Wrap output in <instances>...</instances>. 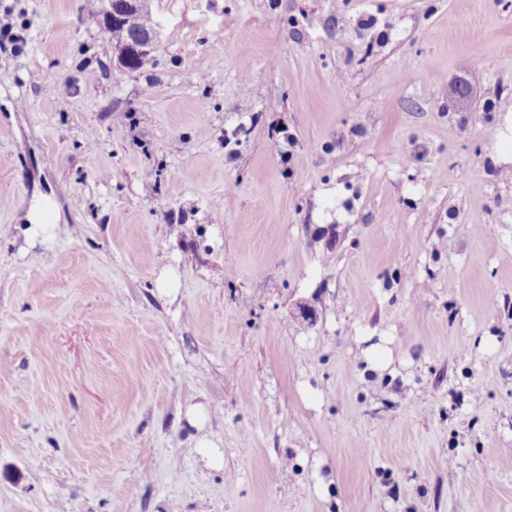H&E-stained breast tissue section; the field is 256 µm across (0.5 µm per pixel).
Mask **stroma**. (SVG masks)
Segmentation results:
<instances>
[{"label": "stroma", "mask_w": 512, "mask_h": 512, "mask_svg": "<svg viewBox=\"0 0 512 512\" xmlns=\"http://www.w3.org/2000/svg\"><path fill=\"white\" fill-rule=\"evenodd\" d=\"M145 4L0 0V512H512V0ZM98 13L102 14V20L109 23L118 22L126 18L125 14L141 6L142 0H106L103 9V0ZM102 23L100 25L101 37L112 45V54L118 67L132 70L136 62L142 61L144 66L154 57L158 48L157 35H149L133 43H124L134 39L135 35L147 36L155 31L152 18L144 10V7L130 15L127 21L122 23ZM122 42V43H121Z\"/></svg>", "instance_id": "obj_1"}]
</instances>
